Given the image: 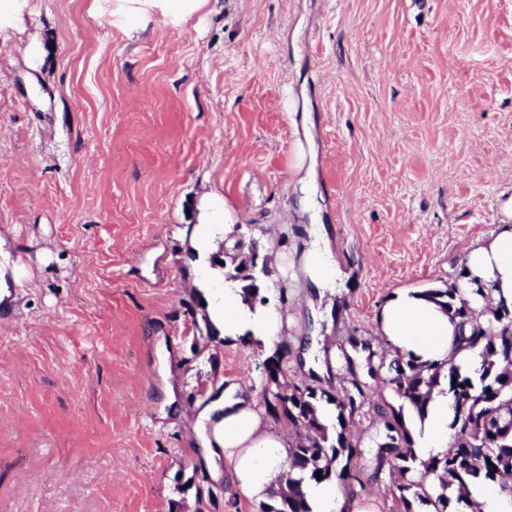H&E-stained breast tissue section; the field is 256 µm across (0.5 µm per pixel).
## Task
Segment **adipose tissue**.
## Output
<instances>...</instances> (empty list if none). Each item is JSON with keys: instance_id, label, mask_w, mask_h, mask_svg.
Segmentation results:
<instances>
[{"instance_id": "obj_1", "label": "adipose tissue", "mask_w": 512, "mask_h": 512, "mask_svg": "<svg viewBox=\"0 0 512 512\" xmlns=\"http://www.w3.org/2000/svg\"><path fill=\"white\" fill-rule=\"evenodd\" d=\"M465 280L460 288L479 279L490 288L492 299L512 302V225L495 237L468 248ZM224 336L228 339L251 334L254 341L270 345L278 328L262 310H250L239 289L224 291ZM378 330L391 352L413 353L421 361H454L480 375L482 359L475 351H456L458 324L438 304L420 292L399 290L386 301L378 318ZM453 400L447 392L433 390L425 413L409 410L407 426L414 448L424 458L448 449V425ZM202 419L211 428L204 451L213 471L221 472L234 489L251 502H269L285 482L286 439L259 413L255 393L232 384L221 399L205 406ZM301 489L312 512H374L363 496H348L326 483H302Z\"/></svg>"}]
</instances>
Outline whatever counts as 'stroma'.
I'll return each instance as SVG.
<instances>
[{"label": "stroma", "instance_id": "stroma-1", "mask_svg": "<svg viewBox=\"0 0 512 512\" xmlns=\"http://www.w3.org/2000/svg\"><path fill=\"white\" fill-rule=\"evenodd\" d=\"M238 224L266 347L194 325ZM507 224L512 0H0V512H260L195 446L208 398L335 380L394 291L459 282ZM127 17L138 16L144 6H159L164 12L178 18H185L198 11L205 0H120ZM322 228H318L315 239L309 243V248L305 254V270L312 281L318 286L321 285L323 278L320 259L324 253L329 251L328 240ZM259 250L257 245L251 246L249 254L244 258L238 261H234V266L231 270L227 269L225 266V261L220 258V255H216L215 258L212 259V266L224 268L225 271L233 273L239 277L247 276L248 281H252L256 279V275L259 273L261 275H266L269 273V269L267 268L266 259L263 258L262 262L259 263Z\"/></svg>", "mask_w": 512, "mask_h": 512}]
</instances>
